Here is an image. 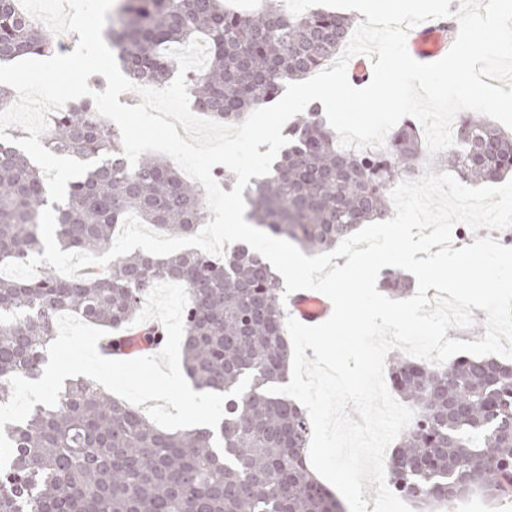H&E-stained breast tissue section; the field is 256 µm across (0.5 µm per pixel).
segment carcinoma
<instances>
[{"label": "carcinoma", "instance_id": "carcinoma-1", "mask_svg": "<svg viewBox=\"0 0 512 512\" xmlns=\"http://www.w3.org/2000/svg\"><path fill=\"white\" fill-rule=\"evenodd\" d=\"M352 28L345 15H293L283 0H264L247 14L218 0H122L103 37L129 80L152 85L164 84L174 67L171 45L204 40L210 62L188 78V90L211 117L241 123L285 81L306 78L335 55ZM60 51L16 0H0V63ZM288 135L291 145L269 174L243 191L246 218L309 254L391 218L393 184L425 166L410 123L383 151L345 149L312 106ZM458 139L446 159L462 180L479 184L512 171V137L481 117L464 116ZM44 146L93 162L53 203L63 251L107 252L130 212L171 236L193 235L207 222L203 189L168 159L145 156L130 166L119 129L91 100L56 113ZM48 204L40 167L1 140L0 262L43 253L39 217ZM163 281L189 294L183 366L194 387L226 394L251 375L246 392L224 402L219 432L160 429L92 381L67 379L56 406L39 404L24 422L4 426L12 454L0 469V512H345L309 468L305 411L266 392L286 380L292 353L283 283L245 245L222 264L196 250L163 258L134 251L81 277L50 267L30 280L0 276V403L11 397V377L40 379L60 313L100 326L108 348L119 347L138 333L132 321ZM383 286L397 297L411 292L399 270L385 272ZM389 376L417 413L387 460L393 491L435 512L475 490L511 499L512 363L469 357L433 368L395 354Z\"/></svg>", "mask_w": 512, "mask_h": 512}]
</instances>
